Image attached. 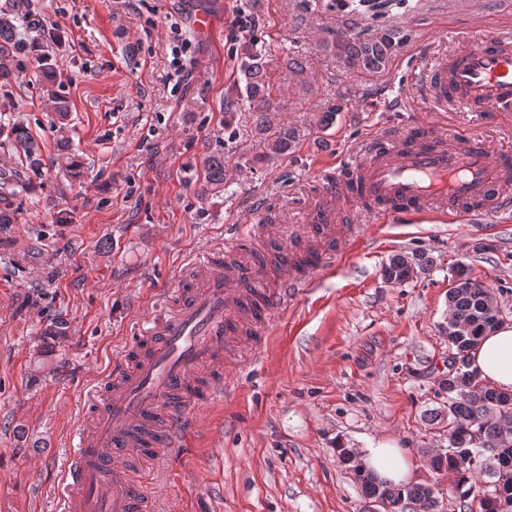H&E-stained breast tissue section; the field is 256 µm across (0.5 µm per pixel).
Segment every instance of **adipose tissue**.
<instances>
[{
  "mask_svg": "<svg viewBox=\"0 0 512 512\" xmlns=\"http://www.w3.org/2000/svg\"><path fill=\"white\" fill-rule=\"evenodd\" d=\"M471 366L487 385L512 390V324H502L480 337L471 351ZM366 469L381 481L398 485L408 481L412 464L395 442L378 440L361 449Z\"/></svg>",
  "mask_w": 512,
  "mask_h": 512,
  "instance_id": "adipose-tissue-1",
  "label": "adipose tissue"
}]
</instances>
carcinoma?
<instances>
[{
  "label": "carcinoma",
  "instance_id": "obj_1",
  "mask_svg": "<svg viewBox=\"0 0 512 512\" xmlns=\"http://www.w3.org/2000/svg\"><path fill=\"white\" fill-rule=\"evenodd\" d=\"M42 32V41L55 42L56 35L45 29L43 23L31 17L27 0H0V79L6 80L21 71L28 45L20 31ZM402 42L400 32L393 28H375L356 31L352 28L336 31L324 39L322 48L339 58L352 73H380L396 55ZM39 78L42 92L52 102L58 118L66 119L67 101L60 93L56 71L50 54L39 58ZM278 61L266 50L249 42L241 52L240 75L235 84L237 100L247 111L256 114L255 132L262 144L261 161H272L294 152L301 138L295 126L280 117L278 91L273 74ZM349 98L339 94L327 101L316 124L327 128L339 112L348 108ZM6 134L7 144L24 158L25 166L0 171V224L15 223L22 205V193L27 191L31 176L40 172L43 162L39 146L27 127L21 122L0 125V134ZM224 157L211 155L204 161L201 188L202 197L224 195ZM383 276L392 283H404L413 277L407 256L398 253L382 269ZM489 288L460 268L448 290V343L452 352L448 357V409L437 413L448 427V446L430 456V466L437 474L454 477L456 492L464 499L466 512H495L496 484L501 475L499 460L512 461V393L498 391L484 384L470 370L469 352L482 336L486 323L485 302ZM342 463L352 472L363 496L382 507L401 502L416 506V512H443V489L435 483H408L391 488L365 469L357 452L338 449Z\"/></svg>",
  "mask_w": 512,
  "mask_h": 512
}]
</instances>
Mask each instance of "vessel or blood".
<instances>
[{"label": "vessel or blood", "mask_w": 512, "mask_h": 512, "mask_svg": "<svg viewBox=\"0 0 512 512\" xmlns=\"http://www.w3.org/2000/svg\"><path fill=\"white\" fill-rule=\"evenodd\" d=\"M423 85L462 109H511L512 35L470 39L436 63ZM338 164L302 223L246 225L185 270L181 288L94 395L73 439L60 512H153L140 465L185 445L195 410L224 397L225 348L262 341L272 313L286 310L311 288L315 271L350 248L345 226L357 210L394 220L512 208V158L484 140L377 134Z\"/></svg>", "instance_id": "b4317fda"}]
</instances>
